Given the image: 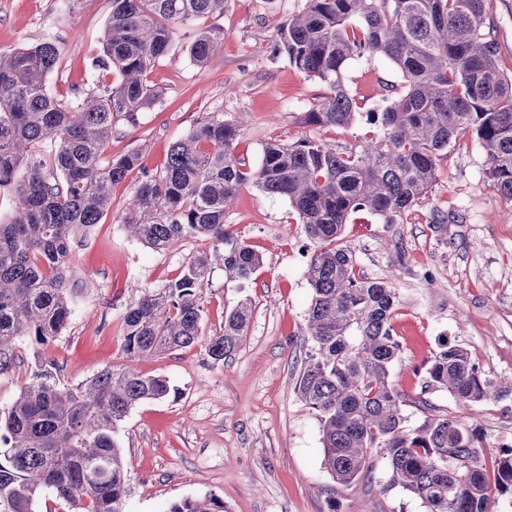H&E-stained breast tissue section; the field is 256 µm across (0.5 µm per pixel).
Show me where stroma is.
Returning <instances> with one entry per match:
<instances>
[{"label": "stroma", "instance_id": "35a3bbf8", "mask_svg": "<svg viewBox=\"0 0 512 512\" xmlns=\"http://www.w3.org/2000/svg\"><path fill=\"white\" fill-rule=\"evenodd\" d=\"M308 0H226L223 14L181 26L173 47L148 71L158 100L134 123L112 130L107 156L142 152V164L162 170L171 146L208 112L242 123L237 156L259 162L264 146L311 137L340 152L360 150L378 112L400 93L404 79L387 59L355 56L343 71L359 112L349 126L307 125L328 85L274 56L279 25L303 12ZM112 0H0V50L44 42L60 55L46 81L57 96L94 77ZM499 44V65L512 74V0H486ZM220 27L224 42L205 67L185 50L196 30ZM486 156L471 132L457 135L425 197L397 223L352 214L343 242L368 279L396 288L392 325L402 343L393 384L425 393L435 413L462 415L479 429L487 462L512 448V393L465 405L448 392L425 390L426 369L439 337L476 354L487 377L512 382V202L488 178ZM138 184L130 174L112 187L107 215L71 255L76 294L69 321L39 354L0 377V411L30 377L35 358L58 363L61 385L73 387L106 366L126 364L162 376L178 398L137 405L115 435L132 464L124 512H168L189 497L215 494L225 512H425L422 502L391 482L386 459L373 455L368 476L337 483L323 463L320 425L295 382L310 348L306 315L312 290L306 278L313 245L288 200L244 186L225 213L227 228L263 258L254 284L241 288L216 268L201 290L204 335L244 298L254 312L238 350L222 362L195 346L129 359L123 318L141 290L178 280L192 256L208 251L202 237L154 251L122 222Z\"/></svg>", "mask_w": 512, "mask_h": 512}]
</instances>
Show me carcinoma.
<instances>
[{
	"label": "carcinoma",
	"mask_w": 512,
	"mask_h": 512,
	"mask_svg": "<svg viewBox=\"0 0 512 512\" xmlns=\"http://www.w3.org/2000/svg\"><path fill=\"white\" fill-rule=\"evenodd\" d=\"M224 2L112 0L95 66L117 73L119 82L100 80L74 89L71 98L46 91L59 57L55 44L0 50V188H9L15 203L12 219L0 221V376L12 372L20 344L37 357L67 325L71 244L107 214L112 185L135 170L140 179L123 218L132 235L153 250L203 237L212 250L129 307L126 353L151 357L201 345L214 361L231 357L246 336L251 299L205 338L199 294L217 265L242 286L254 281L261 255L224 225L239 189L252 184L288 199L314 245L306 270L311 347L296 389L315 411L329 474L340 483L358 480L376 452L387 460L392 482L418 497L426 512H492L493 495L512 493V448L490 468L466 417L430 413L411 427L405 409L428 410L430 389L468 404L512 387L496 385L465 348L444 339L422 392L397 389L390 373L402 345L391 320L399 295L359 276L342 243L352 213L393 224L417 204L467 129L487 156L488 176L512 201V75L499 66L485 0H308L277 30L274 52L331 90L306 113L309 124L348 126L356 119L343 79L352 57L379 54L400 70L404 90L368 113L377 132L360 152L302 137L266 144L253 167L235 153L239 123L210 112L171 147L160 172L146 170L137 150L105 158L112 125L134 122L156 102L146 73L172 46L176 25L222 14ZM223 41L222 29L205 28L186 50L203 67ZM47 140L54 149L45 157L37 147ZM53 370L36 360L30 381L0 412V512H37L46 490L74 502L78 512H123L131 468L115 433L138 404L176 398L179 389L161 376L112 367L68 388ZM169 512H224V500L186 498Z\"/></svg>",
	"instance_id": "obj_1"
}]
</instances>
